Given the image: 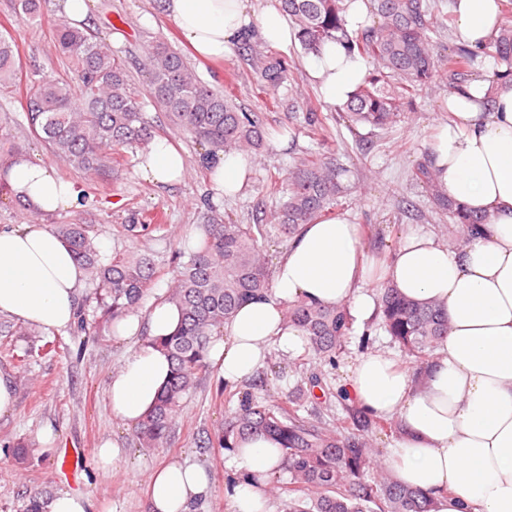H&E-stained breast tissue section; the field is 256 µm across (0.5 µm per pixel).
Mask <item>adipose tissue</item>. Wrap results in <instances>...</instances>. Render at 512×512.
Returning <instances> with one entry per match:
<instances>
[{
	"label": "adipose tissue",
	"mask_w": 512,
	"mask_h": 512,
	"mask_svg": "<svg viewBox=\"0 0 512 512\" xmlns=\"http://www.w3.org/2000/svg\"><path fill=\"white\" fill-rule=\"evenodd\" d=\"M249 0H161L199 57L223 58L248 20L268 44L288 47L294 34L274 7L248 14ZM501 0H453L458 33L472 46L496 35ZM307 71L324 100L344 105L366 74L365 62L336 42L312 54ZM450 118L439 129L431 163L450 197L488 215L489 224L466 243L449 247L431 231L407 230L392 257L370 258L360 225L334 217L301 227L273 268L272 289L241 306L224 325L210 357L228 384L253 380L272 351L304 350L303 332L286 325L288 304L351 305L368 318L376 300L370 285L388 284L401 294L439 306L448 335L431 359L422 383L386 349L357 357L344 386L366 412L397 419L403 428L388 460L404 485L428 489L437 512H512V80L474 81L448 98ZM184 158L171 141L155 137L145 146L141 176L159 186L175 185ZM11 193L46 214L74 209L78 194L45 164L21 155L0 170ZM84 270L43 224L0 227V316L46 330L75 322ZM179 309L157 301L146 320L128 318L117 338L146 332L112 374L105 409L136 425L155 405L171 370L158 338L175 331ZM284 454L278 440L253 437L232 453L243 480L226 489L233 512H271L263 491ZM210 490L199 466L173 460L151 472V512H200Z\"/></svg>",
	"instance_id": "1"
}]
</instances>
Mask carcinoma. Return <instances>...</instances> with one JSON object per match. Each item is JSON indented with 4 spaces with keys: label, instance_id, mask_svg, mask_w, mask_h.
Here are the masks:
<instances>
[{
    "label": "carcinoma",
    "instance_id": "carcinoma-1",
    "mask_svg": "<svg viewBox=\"0 0 512 512\" xmlns=\"http://www.w3.org/2000/svg\"><path fill=\"white\" fill-rule=\"evenodd\" d=\"M44 0H9L17 20L33 23L42 17ZM378 22L368 28H345L346 0H279V9L292 21L301 48L317 52L328 41L342 43L372 65L363 82L343 106L339 119L354 131L360 126L383 129L396 122L403 108L440 70L450 89L468 81L479 51L458 47L446 56L435 52L431 33L444 24L440 0H372ZM59 58L67 67L64 78H23L19 47L8 31H0V91H17L26 101L25 118L31 135L51 154L90 180L112 179V152L139 147L153 137V124L130 83L124 62L111 44L88 29L64 23L55 30ZM497 55L512 74V20L502 24L495 39ZM240 48L259 75L263 92L276 95L289 80L288 59L268 53L245 30ZM149 75V90L157 108L203 149L202 163L219 154L257 153L266 147L259 115L248 112L232 97L205 85L197 72L168 42L157 41L141 60ZM342 168L333 153L303 151L293 158L287 180L274 182L275 204H257L252 224H241L207 205L196 232L200 245L181 260L175 256L163 300L181 311V323L161 340L173 370L154 408L135 428L141 448H168L184 397L198 385L208 368L212 339L223 335L224 322L242 305L271 288V265L263 243L276 236L290 241L304 224L334 214L347 192ZM414 180L430 192L436 213L450 216L448 244L459 246L482 216L468 213L439 188L429 162L419 163ZM137 238L153 232L169 240L160 224H127ZM61 242L74 254L90 281L97 284L98 320L87 322L77 312L78 332L103 336L116 320L135 311L156 272L153 254L120 253L105 261L100 256L93 225L80 221L57 224ZM379 325L408 359L416 383L448 335V317L437 306L416 302L397 289H378ZM287 324L301 329L306 354L289 366L298 376L295 388L284 394L260 384L230 390L224 402V422L211 440L230 449L244 437L267 435L281 442L288 485L269 482L272 495L286 498V512H435L432 492L403 486L380 460L377 435L398 434L400 424L375 417L360 407H345V416L330 423L321 409L331 407L329 370L350 338L353 319L346 305H288Z\"/></svg>",
    "mask_w": 512,
    "mask_h": 512
}]
</instances>
